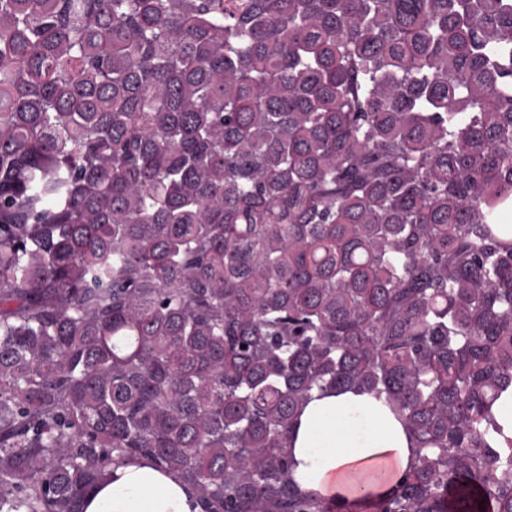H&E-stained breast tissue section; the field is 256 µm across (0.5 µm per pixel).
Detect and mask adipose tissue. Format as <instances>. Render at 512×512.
I'll list each match as a JSON object with an SVG mask.
<instances>
[{
    "label": "adipose tissue",
    "instance_id": "adipose-tissue-1",
    "mask_svg": "<svg viewBox=\"0 0 512 512\" xmlns=\"http://www.w3.org/2000/svg\"><path fill=\"white\" fill-rule=\"evenodd\" d=\"M367 394L311 402L291 440L303 490L342 500L382 495L413 459L400 423ZM84 512H199L194 490L150 459L127 461L84 500Z\"/></svg>",
    "mask_w": 512,
    "mask_h": 512
}]
</instances>
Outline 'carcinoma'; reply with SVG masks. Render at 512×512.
Segmentation results:
<instances>
[{
	"mask_svg": "<svg viewBox=\"0 0 512 512\" xmlns=\"http://www.w3.org/2000/svg\"><path fill=\"white\" fill-rule=\"evenodd\" d=\"M511 211L512 0H0V512H512ZM346 392L414 463L340 504ZM381 407L350 392L308 405L288 448L303 490L340 502L391 490L413 459L401 424ZM84 512H199L194 490L148 458L127 461L84 500Z\"/></svg>",
	"mask_w": 512,
	"mask_h": 512,
	"instance_id": "obj_1",
	"label": "carcinoma"
}]
</instances>
